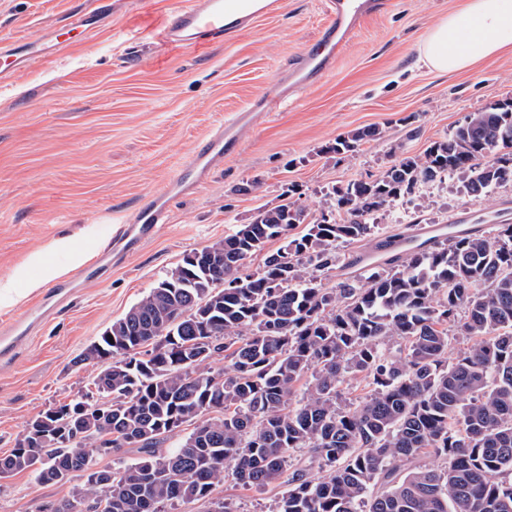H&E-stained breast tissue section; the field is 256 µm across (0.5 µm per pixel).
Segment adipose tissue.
<instances>
[{
    "label": "adipose tissue",
    "mask_w": 512,
    "mask_h": 512,
    "mask_svg": "<svg viewBox=\"0 0 512 512\" xmlns=\"http://www.w3.org/2000/svg\"><path fill=\"white\" fill-rule=\"evenodd\" d=\"M512 48V0H466L462 9L443 16L427 32L419 61L448 74L472 68Z\"/></svg>",
    "instance_id": "1"
}]
</instances>
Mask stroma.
Wrapping results in <instances>:
<instances>
[{"label":"stroma","instance_id":"stroma-1","mask_svg":"<svg viewBox=\"0 0 512 512\" xmlns=\"http://www.w3.org/2000/svg\"><path fill=\"white\" fill-rule=\"evenodd\" d=\"M179 2L119 5L99 17V33L83 46L0 82V285L21 295L0 311V326L27 320L37 298L29 286L43 266L76 271L77 253L91 261L111 237L113 217L162 192L213 124L273 88L326 21V0H283L278 13L230 42L171 55L151 33ZM463 2L389 0L385 12L364 18L335 68L245 129L223 166L172 200L170 221L152 240L19 335L0 361V455L32 418L92 391L94 367L74 358L185 254L287 199L311 218L333 212L336 187L377 177L447 139L469 113L512 99V51L465 72L418 64L429 27ZM83 7L0 0V34L49 40ZM368 126L379 127L380 138L354 153L328 152L336 137ZM507 202L510 183L474 196L460 177L435 182L373 215L366 239L337 244L338 273L363 276L365 267H349V259L412 222L446 224L466 213L493 225ZM283 490L278 482L247 489L228 477L214 495L235 512H271ZM69 492L27 472L0 478V512H48Z\"/></svg>","mask_w":512,"mask_h":512}]
</instances>
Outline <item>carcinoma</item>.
I'll return each instance as SVG.
<instances>
[{"label":"carcinoma","mask_w":512,"mask_h":512,"mask_svg":"<svg viewBox=\"0 0 512 512\" xmlns=\"http://www.w3.org/2000/svg\"><path fill=\"white\" fill-rule=\"evenodd\" d=\"M379 135H340L326 151L354 153ZM450 175L473 195L512 183V100L338 187L339 221L308 222L287 201L202 248L206 257L184 255L78 359L97 367L109 407L89 394L60 405L54 447L37 437L36 416L0 456V478L79 479L53 512H164L179 500L234 512L213 497L226 472L263 488L306 449L323 476L294 469L272 512H512V224L410 249L363 280L320 279L336 269L337 242L371 234L375 211ZM262 251V268L248 271ZM453 327L467 347L450 359ZM391 339L403 347L384 348ZM347 375L369 381V398L342 399ZM125 446L139 457L112 469L94 457Z\"/></svg>","instance_id":"carcinoma-1"}]
</instances>
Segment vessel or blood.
Segmentation results:
<instances>
[{
    "label": "vessel or blood",
    "mask_w": 512,
    "mask_h": 512,
    "mask_svg": "<svg viewBox=\"0 0 512 512\" xmlns=\"http://www.w3.org/2000/svg\"><path fill=\"white\" fill-rule=\"evenodd\" d=\"M329 18L322 27L314 45L306 49L298 63L283 73L274 89L254 98L250 106L229 122L219 124L199 140L185 163L177 170L164 193L146 196L132 216L122 219L94 262L103 266L118 262L159 231L167 223L170 213L169 198L183 189L198 185L224 163L226 154L239 144L240 126L255 115L272 111L284 95L296 89L317 83L330 72L336 60L352 37L360 20L383 11L385 0H328ZM112 0H91L88 11L74 16L71 29L90 34L95 18L111 11ZM282 0H181L161 26L153 31V38L164 47L176 51L188 46L207 48L233 37L253 25L260 17L280 10ZM73 40H55L40 45L33 40L0 39V80L28 70L35 59H48L68 52ZM71 282L50 287L40 300L30 307L31 317L45 314L50 303L66 300L71 293Z\"/></svg>",
    "instance_id": "b4317fda"
}]
</instances>
